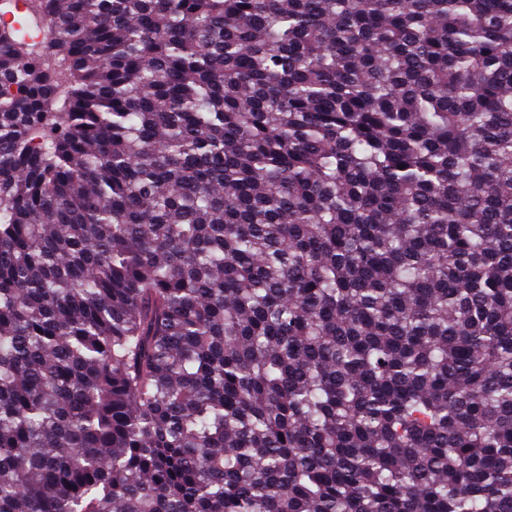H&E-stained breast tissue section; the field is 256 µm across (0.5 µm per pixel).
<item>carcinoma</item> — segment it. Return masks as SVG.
Wrapping results in <instances>:
<instances>
[{"instance_id": "1", "label": "carcinoma", "mask_w": 512, "mask_h": 512, "mask_svg": "<svg viewBox=\"0 0 512 512\" xmlns=\"http://www.w3.org/2000/svg\"><path fill=\"white\" fill-rule=\"evenodd\" d=\"M27 3L0 512H512V0Z\"/></svg>"}]
</instances>
